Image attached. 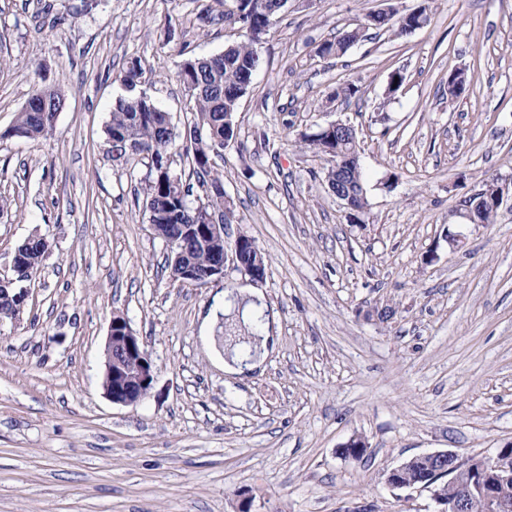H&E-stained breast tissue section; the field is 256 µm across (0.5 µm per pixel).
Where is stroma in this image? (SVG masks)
I'll use <instances>...</instances> for the list:
<instances>
[{
    "instance_id": "35a3bbf8",
    "label": "stroma",
    "mask_w": 512,
    "mask_h": 512,
    "mask_svg": "<svg viewBox=\"0 0 512 512\" xmlns=\"http://www.w3.org/2000/svg\"><path fill=\"white\" fill-rule=\"evenodd\" d=\"M418 3L289 0L258 47L236 136L213 160L235 201L229 238L248 235L268 264L267 355L237 376L216 338L225 296L253 286L231 269L175 282L137 200L147 162H113L104 140L116 76L137 57L185 146L193 102L177 71L238 41L203 21L232 0H0V277L31 234L52 244L23 314L0 321V512H435L431 492L385 473L512 441V201L491 224L456 211L484 179H512V0H433L428 27L316 54L368 12ZM45 83L67 96L52 131L9 136ZM347 83L356 95L321 109ZM338 119L359 139L358 224L328 190L327 157L300 146ZM116 312L154 365L133 406L102 388ZM354 437L368 444L358 460L341 454Z\"/></svg>"
}]
</instances>
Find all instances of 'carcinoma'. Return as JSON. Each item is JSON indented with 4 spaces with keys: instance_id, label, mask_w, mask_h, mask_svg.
<instances>
[{
    "instance_id": "carcinoma-1",
    "label": "carcinoma",
    "mask_w": 512,
    "mask_h": 512,
    "mask_svg": "<svg viewBox=\"0 0 512 512\" xmlns=\"http://www.w3.org/2000/svg\"><path fill=\"white\" fill-rule=\"evenodd\" d=\"M274 7L272 0H242L238 24L256 27L260 24V17ZM364 27L386 29L397 36H403L408 34L409 24L405 23L404 15L395 13L383 21L368 16ZM360 37L359 28L345 30L335 40L324 42L318 49V56L343 55ZM259 65L260 56L255 44L248 38L225 47L220 53L209 57L188 58L181 64L180 82L194 101L193 129L187 135L189 144L184 147V151L191 158L193 172L200 178H209V186H223L221 177L213 174L211 160L214 153L224 149V139L231 140L235 134V126L224 127V114L238 111L240 98L234 93V88L244 81L246 73L258 69ZM143 74L144 68L138 57L130 59L119 74L127 94L117 100L111 119L105 126L109 152L112 153V160L117 162L126 157L131 146L142 145L152 154L149 172L142 186L144 213L149 221L161 225L162 240L177 242L200 265L205 266L215 261V255L196 246L192 239L182 236L181 225L198 223L197 207L188 202V191H183L182 197H177L176 188L169 180L175 142L168 129L172 119L150 97L134 92ZM64 100L65 94L57 88L43 86L37 89L17 113L10 134L33 140L45 136L42 120L44 105H57ZM356 150V140L340 145L335 157L331 158L333 167L328 169L327 178H336V167L339 166L351 188L364 185L361 167L348 159L349 154ZM207 202L222 212V223H232L235 203L230 196L225 193L216 196L211 190L207 193ZM44 254L38 242L27 246L23 257L26 258L27 266L32 268V274H37ZM431 487L440 500L449 503L455 497L456 485L442 478L434 479Z\"/></svg>"
}]
</instances>
